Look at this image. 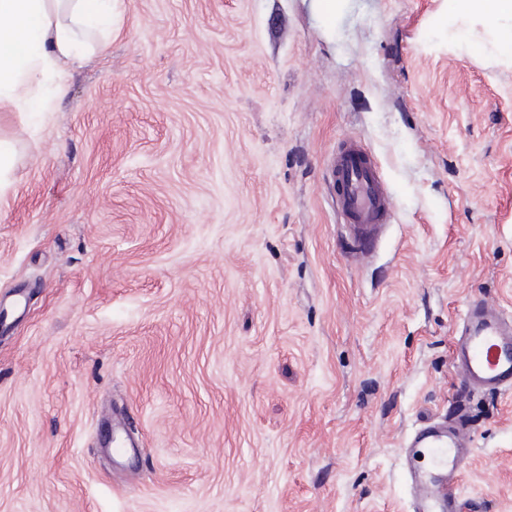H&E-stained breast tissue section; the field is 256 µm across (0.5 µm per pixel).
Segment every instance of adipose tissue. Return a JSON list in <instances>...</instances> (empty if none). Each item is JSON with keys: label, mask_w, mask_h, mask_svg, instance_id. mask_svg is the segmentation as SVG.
I'll return each instance as SVG.
<instances>
[{"label": "adipose tissue", "mask_w": 512, "mask_h": 512, "mask_svg": "<svg viewBox=\"0 0 512 512\" xmlns=\"http://www.w3.org/2000/svg\"><path fill=\"white\" fill-rule=\"evenodd\" d=\"M118 0H0V112H49L46 84L62 87L67 65L112 43ZM497 50L512 51V0H463Z\"/></svg>", "instance_id": "1"}]
</instances>
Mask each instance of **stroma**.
Instances as JSON below:
<instances>
[{
	"instance_id": "35a3bbf8",
	"label": "stroma",
	"mask_w": 512,
	"mask_h": 512,
	"mask_svg": "<svg viewBox=\"0 0 512 512\" xmlns=\"http://www.w3.org/2000/svg\"><path fill=\"white\" fill-rule=\"evenodd\" d=\"M48 115L0 112V512H414L464 411L459 512H512V394L452 355L512 314V58L448 0H120ZM394 222L349 258L337 142ZM134 439L104 455V428Z\"/></svg>"
}]
</instances>
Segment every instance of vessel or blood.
I'll return each instance as SVG.
<instances>
[{
    "label": "vessel or blood",
    "mask_w": 512,
    "mask_h": 512,
    "mask_svg": "<svg viewBox=\"0 0 512 512\" xmlns=\"http://www.w3.org/2000/svg\"><path fill=\"white\" fill-rule=\"evenodd\" d=\"M331 180L341 231L352 252L369 256L393 219V199L374 157L355 137L343 139L331 160ZM455 360L471 386L512 392V320L486 302H472L464 315ZM413 457L430 464L421 482L447 486L445 496L424 495L417 512H455L454 495L467 459L460 432L429 419L407 441Z\"/></svg>",
    "instance_id": "1"
}]
</instances>
